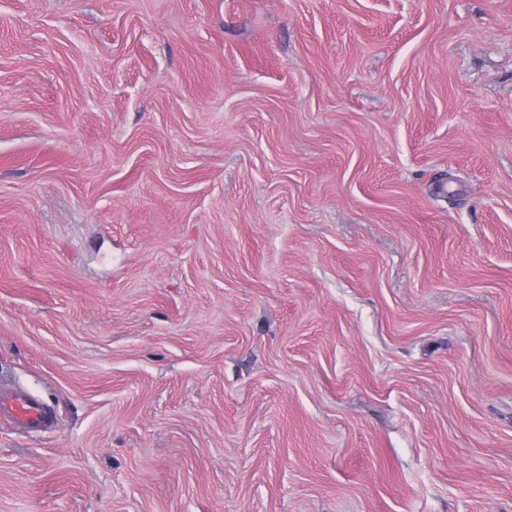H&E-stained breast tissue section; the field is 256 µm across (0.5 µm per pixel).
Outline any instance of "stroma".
Returning <instances> with one entry per match:
<instances>
[{"label":"stroma","instance_id":"obj_1","mask_svg":"<svg viewBox=\"0 0 512 512\" xmlns=\"http://www.w3.org/2000/svg\"><path fill=\"white\" fill-rule=\"evenodd\" d=\"M0 512H512V0H0ZM9 422L25 433L42 432L53 423V414L46 402L18 389H0V421Z\"/></svg>","mask_w":512,"mask_h":512}]
</instances>
